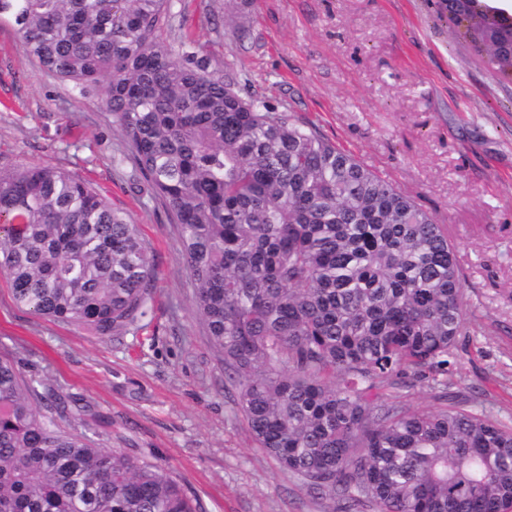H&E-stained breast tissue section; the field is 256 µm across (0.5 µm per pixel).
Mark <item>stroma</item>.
<instances>
[{
  "instance_id": "1",
  "label": "stroma",
  "mask_w": 512,
  "mask_h": 512,
  "mask_svg": "<svg viewBox=\"0 0 512 512\" xmlns=\"http://www.w3.org/2000/svg\"><path fill=\"white\" fill-rule=\"evenodd\" d=\"M165 44L389 179L458 246L468 318L450 391L512 427V83L448 26L440 0H170ZM51 165L129 213L156 286L100 338L16 305L0 278V357L43 381L62 428L163 465L202 512H335L259 448L195 307L180 229L98 91L57 79L0 21V169Z\"/></svg>"
}]
</instances>
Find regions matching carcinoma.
I'll list each match as a JSON object with an SVG mask.
<instances>
[{
    "label": "carcinoma",
    "instance_id": "carcinoma-1",
    "mask_svg": "<svg viewBox=\"0 0 512 512\" xmlns=\"http://www.w3.org/2000/svg\"><path fill=\"white\" fill-rule=\"evenodd\" d=\"M512 81V25L446 0ZM169 0H0L47 70L98 87L180 227L194 305L259 447L340 512H512V428L448 404L467 328L448 228L207 58L166 46ZM0 275L17 305L101 338L155 288L130 215L57 167L0 170ZM440 406L407 407L416 384ZM0 358V512H198L166 470L62 429L52 396Z\"/></svg>",
    "mask_w": 512,
    "mask_h": 512
}]
</instances>
